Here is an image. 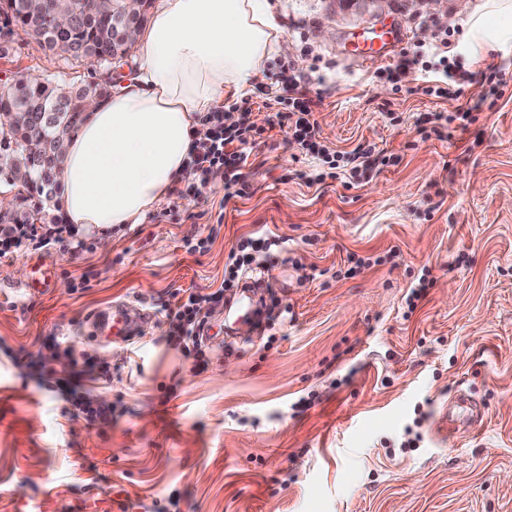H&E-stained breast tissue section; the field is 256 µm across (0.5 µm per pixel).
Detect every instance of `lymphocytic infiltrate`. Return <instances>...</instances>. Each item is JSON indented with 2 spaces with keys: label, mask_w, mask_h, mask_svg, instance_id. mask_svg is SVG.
<instances>
[{
  "label": "lymphocytic infiltrate",
  "mask_w": 512,
  "mask_h": 512,
  "mask_svg": "<svg viewBox=\"0 0 512 512\" xmlns=\"http://www.w3.org/2000/svg\"><path fill=\"white\" fill-rule=\"evenodd\" d=\"M435 72L432 85L427 86L428 95L448 98L458 95L460 70L447 56H439L437 61H421L419 56L401 54L395 67L396 75H404L415 69ZM282 90L291 93V107L288 111L274 112L269 121L270 128L290 133L295 142L315 159L321 161L322 170L308 173L311 183L323 182L328 171L339 169L341 162H348L350 179L361 174L360 161L368 159L371 151L357 147L352 153L345 154L330 150L316 141L318 122L307 96L308 77L297 74L293 69H282L277 78ZM249 101L233 104L231 109L214 108L205 113L201 127L197 132L196 145L185 165L182 180L184 190L179 198L185 199L199 195L211 175L223 172L226 198L243 196L246 185L240 168L256 144L257 129L247 124L246 116L250 112ZM75 235V228L69 224H1L0 258H4L22 248L35 250L58 247L59 251H69ZM279 238H248L240 241L236 249L231 250L225 265L226 277L223 290L214 294L189 293L187 299H175L165 308L166 336L170 343L180 347L184 356L201 359L199 337L204 331L207 319L205 308L212 299L222 298L224 289L237 287L239 273L249 263V251L279 248Z\"/></svg>",
  "instance_id": "f902f5d3"
}]
</instances>
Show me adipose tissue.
Listing matches in <instances>:
<instances>
[{"mask_svg":"<svg viewBox=\"0 0 512 512\" xmlns=\"http://www.w3.org/2000/svg\"><path fill=\"white\" fill-rule=\"evenodd\" d=\"M494 0L471 16L483 53L512 31ZM139 71L103 101H91L62 164V208L69 223L106 234L142 223L179 180L199 119L246 92L283 32L269 0H163L134 37Z\"/></svg>","mask_w":512,"mask_h":512,"instance_id":"obj_1","label":"adipose tissue"}]
</instances>
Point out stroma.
Returning <instances> with one entry per match:
<instances>
[{
  "label": "stroma",
  "instance_id": "stroma-1",
  "mask_svg": "<svg viewBox=\"0 0 512 512\" xmlns=\"http://www.w3.org/2000/svg\"><path fill=\"white\" fill-rule=\"evenodd\" d=\"M270 3L288 49L254 78L248 123L266 126L261 90L289 65L313 78L319 141L372 148V162L356 184H307L294 173L315 159L275 129L242 169L244 197L171 192L168 219L0 259V512H512V40L480 54L455 0L444 23L423 8L372 25L332 17L328 0ZM441 36L467 75L460 98L427 95L421 72L387 78ZM491 64L498 92L482 101ZM137 69L65 59L0 15V90L22 77L116 86ZM467 108L463 128L453 115ZM432 112L452 121L425 140ZM261 234L285 241L244 274L262 284L264 329L229 323L225 292L205 369L161 321L129 345L87 339L96 309L159 314L176 290H216L230 250ZM40 267L50 286L27 292ZM424 269L433 285L408 311ZM88 360L110 371L82 381L112 407L93 424L55 387ZM459 393L484 416L454 434L441 417Z\"/></svg>",
  "mask_w": 512,
  "mask_h": 512
}]
</instances>
